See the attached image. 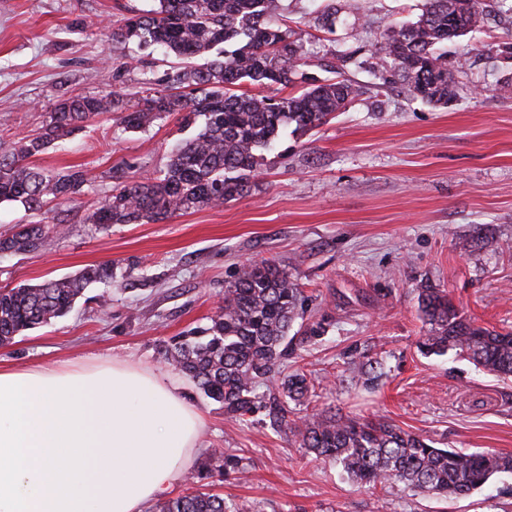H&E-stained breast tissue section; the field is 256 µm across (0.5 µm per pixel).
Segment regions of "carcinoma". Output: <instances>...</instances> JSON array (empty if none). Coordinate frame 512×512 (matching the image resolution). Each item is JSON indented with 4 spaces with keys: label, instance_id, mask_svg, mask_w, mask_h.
<instances>
[{
    "label": "carcinoma",
    "instance_id": "carcinoma-1",
    "mask_svg": "<svg viewBox=\"0 0 512 512\" xmlns=\"http://www.w3.org/2000/svg\"><path fill=\"white\" fill-rule=\"evenodd\" d=\"M156 8L125 17L112 28V41L139 50L159 49L177 60L157 79L158 87L130 101L114 92L74 95L57 101L36 134L0 137V203L21 202L39 221L20 225L0 238V254H28L43 248L60 227L43 216L50 204L83 209V222L105 229L112 224H149L176 214L222 206L254 187L257 151L279 131L295 125L305 133L343 112L373 88L396 87L422 101L446 106L459 95L460 82L448 73V25L455 37L481 32L492 15L487 0H424L415 20L388 19L380 38L365 39L374 21L359 13L355 38L362 46L345 56H308L301 34L288 23L282 0H156ZM331 6L314 26L335 33ZM368 49L373 77L367 87L345 76ZM487 56L512 61V28ZM203 57L206 62L195 64ZM103 114L116 115L125 129L140 131L174 115L195 135L180 143L156 176L121 182L95 202L82 200L91 184L86 170H46L32 164L55 141L70 136ZM112 262L47 280L39 285L0 289V346L24 332L66 316L87 287L112 281ZM300 288L273 260L249 262L224 289V305L210 323L175 336L164 357L208 397L222 404L224 416L243 421L264 407L273 423L288 418V400L315 392L303 373L277 378L288 357ZM422 320L429 325L418 342L425 355L452 351L476 367L512 377V332L476 324L461 314L439 288L418 295ZM265 386L260 397L256 389ZM299 447L332 460L354 481L376 486L402 482L419 494L462 498L491 477L512 474V455L436 448L428 439L383 419L321 411L289 424ZM190 491L155 503L151 512H250L247 503L227 505L224 497L191 481Z\"/></svg>",
    "mask_w": 512,
    "mask_h": 512
}]
</instances>
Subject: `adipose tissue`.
Returning a JSON list of instances; mask_svg holds the SVG:
<instances>
[{"label":"adipose tissue","mask_w":512,"mask_h":512,"mask_svg":"<svg viewBox=\"0 0 512 512\" xmlns=\"http://www.w3.org/2000/svg\"><path fill=\"white\" fill-rule=\"evenodd\" d=\"M202 423L121 361L0 368V512H144L193 467Z\"/></svg>","instance_id":"1"}]
</instances>
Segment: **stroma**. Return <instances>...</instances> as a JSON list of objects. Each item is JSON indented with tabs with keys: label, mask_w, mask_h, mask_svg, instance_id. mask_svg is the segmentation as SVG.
<instances>
[{
	"label": "stroma",
	"mask_w": 512,
	"mask_h": 512,
	"mask_svg": "<svg viewBox=\"0 0 512 512\" xmlns=\"http://www.w3.org/2000/svg\"><path fill=\"white\" fill-rule=\"evenodd\" d=\"M322 0H290V18L314 54L354 43L353 16L340 13L336 41H319L311 13ZM153 0H0V135L39 132L58 99L141 91L165 69L160 54L117 69L121 16ZM512 15L497 14L477 37L459 98L436 107L393 91L361 97L328 124L300 135L283 130L263 152L252 190L212 209L156 224L99 231L81 208L57 205L63 229L42 250L0 254V288L35 285L105 261L111 285L92 284L65 317L0 347L1 367H92L115 360L178 379L203 415L196 468L213 454L234 456L239 472L215 473L210 488L253 512H512V476L492 478L466 498L422 496L401 483L372 488L340 466L314 459L266 410L226 419L220 404L163 357L165 342L208 323L224 288L251 260L273 258L302 289L303 324L325 332L293 341L282 374L304 372L318 399L288 404L289 419L311 408L384 418L438 448L512 454V379L448 353L421 354L426 327L420 288L447 291L477 324L512 330V63L481 56ZM176 117L135 133L114 115L56 142L37 166L87 170L88 200L116 176L162 169L190 137ZM381 375L366 383L360 353Z\"/></svg>",
	"instance_id": "1"
}]
</instances>
